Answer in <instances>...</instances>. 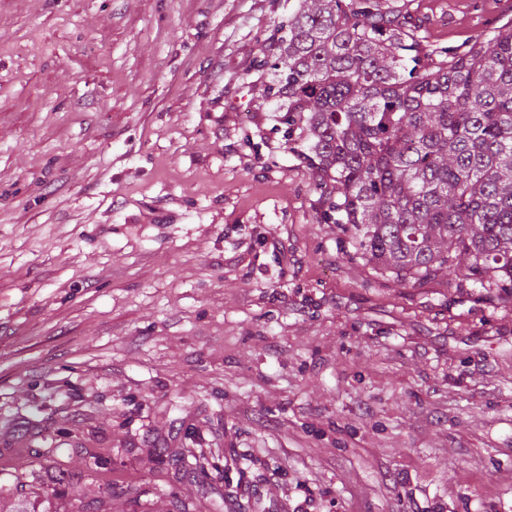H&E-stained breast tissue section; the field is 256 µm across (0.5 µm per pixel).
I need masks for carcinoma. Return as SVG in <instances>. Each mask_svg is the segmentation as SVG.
<instances>
[{"mask_svg": "<svg viewBox=\"0 0 512 512\" xmlns=\"http://www.w3.org/2000/svg\"><path fill=\"white\" fill-rule=\"evenodd\" d=\"M380 0H298L270 66L288 148L363 259L512 289V22L459 52Z\"/></svg>", "mask_w": 512, "mask_h": 512, "instance_id": "1", "label": "carcinoma"}]
</instances>
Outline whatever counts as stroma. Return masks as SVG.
Here are the masks:
<instances>
[{"instance_id": "stroma-1", "label": "stroma", "mask_w": 512, "mask_h": 512, "mask_svg": "<svg viewBox=\"0 0 512 512\" xmlns=\"http://www.w3.org/2000/svg\"><path fill=\"white\" fill-rule=\"evenodd\" d=\"M384 3L425 52L512 21ZM294 4L0 0V499L512 512V291L325 220L256 63Z\"/></svg>"}]
</instances>
